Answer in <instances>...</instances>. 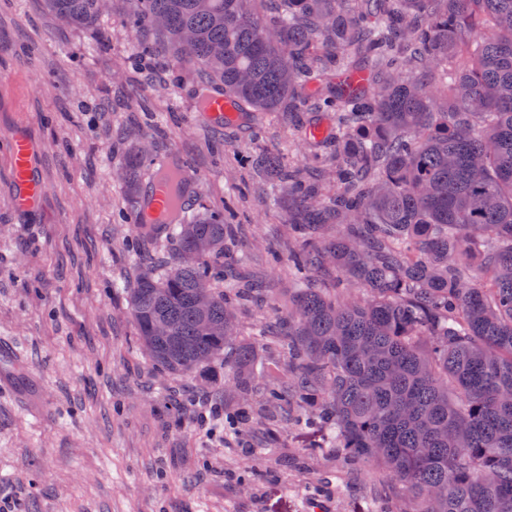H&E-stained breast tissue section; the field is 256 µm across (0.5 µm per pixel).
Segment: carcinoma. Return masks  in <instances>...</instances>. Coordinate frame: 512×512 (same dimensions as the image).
I'll list each match as a JSON object with an SVG mask.
<instances>
[{
	"label": "carcinoma",
	"mask_w": 512,
	"mask_h": 512,
	"mask_svg": "<svg viewBox=\"0 0 512 512\" xmlns=\"http://www.w3.org/2000/svg\"><path fill=\"white\" fill-rule=\"evenodd\" d=\"M45 2L89 28L103 13ZM127 2L135 65L171 52L200 103L234 108L224 127L306 113L301 164L241 156L288 198V384L250 399L256 349L225 332L252 291L216 288L233 225L209 209L137 225L172 246L130 289L153 364L214 385L237 371L231 433L302 423L346 468L388 470L401 512H512V0ZM330 267L336 288L314 287Z\"/></svg>",
	"instance_id": "1"
}]
</instances>
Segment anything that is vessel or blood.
I'll list each match as a JSON object with an SVG mask.
<instances>
[{
	"label": "vessel or blood",
	"mask_w": 512,
	"mask_h": 512,
	"mask_svg": "<svg viewBox=\"0 0 512 512\" xmlns=\"http://www.w3.org/2000/svg\"><path fill=\"white\" fill-rule=\"evenodd\" d=\"M7 140L12 168V202L19 213L29 214L37 208L44 185L35 166L36 147L27 132L26 122H16ZM185 181L191 182L193 193H200V179L191 178L190 169L179 153L157 159L147 183L148 203L140 209V216L161 210L183 211L188 205V196L174 192L172 185Z\"/></svg>",
	"instance_id": "obj_1"
}]
</instances>
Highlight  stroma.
<instances>
[{
	"label": "stroma",
	"instance_id": "obj_1",
	"mask_svg": "<svg viewBox=\"0 0 512 512\" xmlns=\"http://www.w3.org/2000/svg\"><path fill=\"white\" fill-rule=\"evenodd\" d=\"M126 0L97 27L68 24L43 0H0V136L17 114L39 145L45 183L33 215L12 204L0 148V499L28 512H375L385 469L350 473L325 461L309 429L283 425L273 447L225 436L200 379L160 372L138 343L129 290L166 240L136 250L121 213L129 154L181 153L202 178L201 206L230 213L224 285H249L238 340L287 380V357L258 334L286 316L298 286L288 268L287 210L277 177L241 167V151L299 162L275 113L259 139L224 133L197 112L191 83L162 88L169 58L131 61ZM259 469L256 488L235 475Z\"/></svg>",
	"mask_w": 512,
	"mask_h": 512
}]
</instances>
